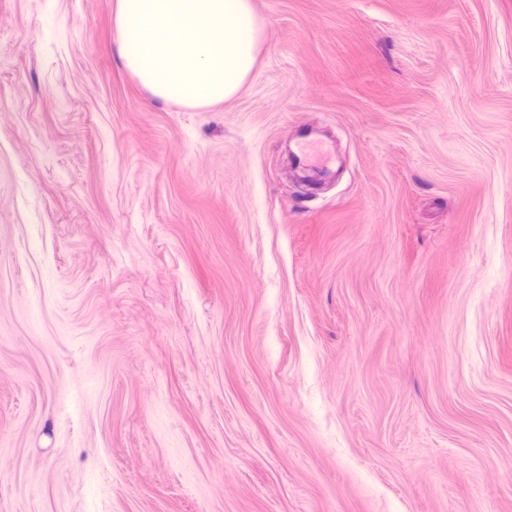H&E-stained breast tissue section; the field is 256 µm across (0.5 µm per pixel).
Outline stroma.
<instances>
[{
	"instance_id": "35a3bbf8",
	"label": "stroma",
	"mask_w": 512,
	"mask_h": 512,
	"mask_svg": "<svg viewBox=\"0 0 512 512\" xmlns=\"http://www.w3.org/2000/svg\"><path fill=\"white\" fill-rule=\"evenodd\" d=\"M253 4L187 107L0 0V512H512V0Z\"/></svg>"
}]
</instances>
